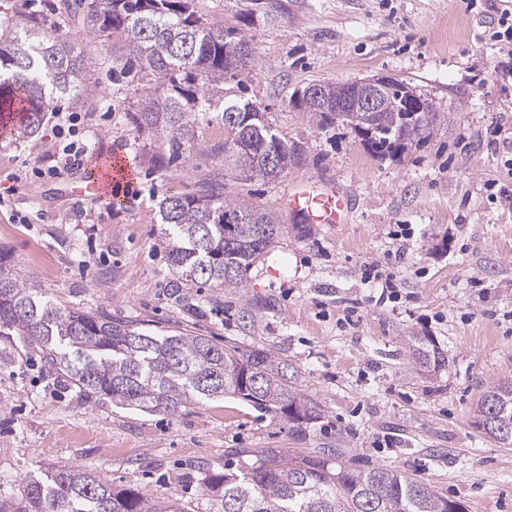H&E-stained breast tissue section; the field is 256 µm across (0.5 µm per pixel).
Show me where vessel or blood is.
Here are the masks:
<instances>
[{
  "label": "vessel or blood",
  "instance_id": "obj_1",
  "mask_svg": "<svg viewBox=\"0 0 512 512\" xmlns=\"http://www.w3.org/2000/svg\"><path fill=\"white\" fill-rule=\"evenodd\" d=\"M136 186V178L122 154L115 153L96 162L95 173L88 188L108 200L124 199L125 189ZM283 206L293 213H304L318 224H344L350 218L353 204L342 185L315 182L294 188L285 197Z\"/></svg>",
  "mask_w": 512,
  "mask_h": 512
}]
</instances>
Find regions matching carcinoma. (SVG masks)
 I'll list each match as a JSON object with an SVG mask.
<instances>
[{
  "instance_id": "1",
  "label": "carcinoma",
  "mask_w": 512,
  "mask_h": 512,
  "mask_svg": "<svg viewBox=\"0 0 512 512\" xmlns=\"http://www.w3.org/2000/svg\"><path fill=\"white\" fill-rule=\"evenodd\" d=\"M64 35L44 28L33 13L0 16V112L12 108L14 89L27 95L22 133L34 134L59 95L92 106L98 71L135 73L141 85L139 131L167 147L148 163L167 169L171 159L197 148L196 128L220 113L224 142L218 153L246 178L272 180L270 149L279 171L300 163L299 142L279 135L265 118L242 127L230 115L256 105L230 98L224 84L238 77L228 47L248 41L224 22L198 14L196 0H59ZM90 38L91 56L72 35ZM326 124L355 128V112H321ZM373 136L361 142L381 157L408 146L394 116L375 118ZM170 266L184 280L213 288H241L257 260L282 233L278 216L229 202L213 189L175 193L158 203ZM0 335L37 343L48 367L79 389L115 405L175 414L205 400L229 396L302 427L321 418L323 405L298 388L288 360L269 349L218 345L186 329L150 325L104 310L69 305L33 286L0 256ZM416 364L445 366L446 355L426 336L410 337ZM478 418L512 432V388L494 384L481 395ZM237 468L205 478L220 497L221 512H463L398 470L363 469L335 454L291 457L278 448H237ZM0 512H190L178 498L152 499L133 487H114L90 469L58 465L24 486L20 498H0Z\"/></svg>"
}]
</instances>
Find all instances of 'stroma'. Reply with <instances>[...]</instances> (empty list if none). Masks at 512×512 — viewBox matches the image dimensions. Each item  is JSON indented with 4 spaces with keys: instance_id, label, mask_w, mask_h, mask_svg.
I'll return each instance as SVG.
<instances>
[{
    "instance_id": "35a3bbf8",
    "label": "stroma",
    "mask_w": 512,
    "mask_h": 512,
    "mask_svg": "<svg viewBox=\"0 0 512 512\" xmlns=\"http://www.w3.org/2000/svg\"><path fill=\"white\" fill-rule=\"evenodd\" d=\"M500 0H197L199 14L247 39L253 56L232 85L278 133L301 142L304 160L279 178L221 168L224 140L211 121L199 146L166 171L147 155L160 143L112 107L137 84L100 71L92 108L58 99L32 137L0 138V175L16 160L44 169L60 112H78L86 154L62 179L31 178L0 207V253L37 287L87 310L180 327L219 344L265 348L288 359L297 384L325 407L298 432L232 397L173 415L125 409L49 369L40 346L0 335V493L21 496L29 477L61 463L93 469L150 497L176 496L217 512L206 475L237 448L306 455L340 450L361 468L412 475L464 512H512V447L476 425L491 384L512 383V80L507 48L488 39ZM377 74L415 88L440 114L431 133L392 157L369 152L350 128L323 125L290 100L311 83ZM133 159L139 196L114 205L76 196L104 154ZM221 172L226 199L278 214L284 231L241 288H209L171 268L155 210L164 196L203 187ZM350 186L347 224H310L283 211L297 185ZM409 238H395L399 225ZM396 273L401 298L378 303L365 265ZM428 336L448 356L420 369L408 339Z\"/></svg>"
}]
</instances>
